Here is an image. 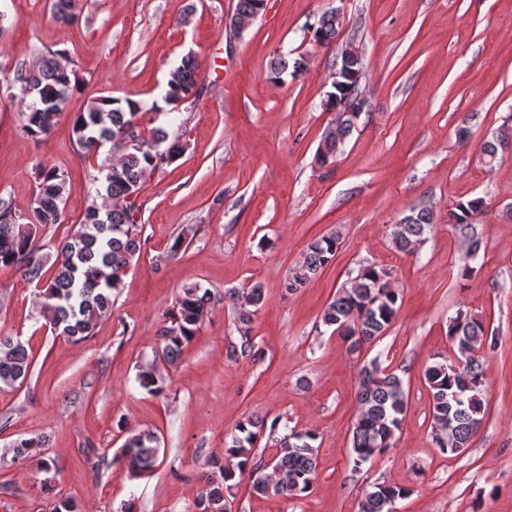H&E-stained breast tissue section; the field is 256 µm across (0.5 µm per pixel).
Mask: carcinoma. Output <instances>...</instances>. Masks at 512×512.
I'll return each instance as SVG.
<instances>
[{"instance_id": "1", "label": "carcinoma", "mask_w": 512, "mask_h": 512, "mask_svg": "<svg viewBox=\"0 0 512 512\" xmlns=\"http://www.w3.org/2000/svg\"><path fill=\"white\" fill-rule=\"evenodd\" d=\"M58 18L68 21L82 9L81 0H55ZM265 0H237L235 12L226 23L234 31L236 20L257 19ZM340 17L335 11L324 13L313 30L315 42L331 43L336 37ZM198 58L188 54L170 72L164 101L178 110L196 88ZM363 60H340L341 87L326 95L323 108L336 113L335 122L323 136L319 160H336L353 127L357 112L348 111V102L362 96L360 76ZM307 71V60L300 55L274 67V78L289 72L296 78ZM72 69L62 65V53L47 51L28 70L18 71L11 83L19 86L24 110L23 131L33 139L50 135L57 124L75 85ZM141 104L131 98L102 97L91 102L86 111L75 114L73 133L79 155L103 175L102 186L95 189L96 200L87 208L85 219L68 227L65 237L54 246L55 259L46 266L45 245L35 243L41 227L67 223L65 204L68 194L64 174L55 167L43 166L37 172L35 206L29 214L16 213L0 200V266H13L31 283L40 287L41 308L51 310L55 332L73 343L90 336L97 323L112 313L113 294L142 246L141 220H135L124 204L132 192L142 191L147 174L155 173L180 159L186 145L181 137H169L162 127L146 128L140 122ZM486 203L477 197L459 202L448 212V223L467 244L474 256L481 248L474 220ZM434 224L433 211L410 210L392 227L396 248L413 253L423 235ZM339 236L331 233L312 242L304 259L284 280L285 291L293 293L305 287L335 257ZM231 300L240 303L237 332L239 341L228 345L229 360H260L264 351L252 336V311L264 300V287L252 283ZM213 298L198 285L180 290L174 309L160 329L163 359L175 363L198 332L209 312ZM399 294L389 286L388 273L375 267L362 269L351 283L336 293L322 315V322L333 328L360 351L387 335L399 311ZM448 336L456 346L461 365L453 370L446 362H436L425 370V382L431 394L433 440L440 451L458 455L469 447L485 416L483 399L485 350L496 345L488 334L484 319L460 311L448 325ZM32 360L26 347L11 336H0V385L13 387L31 372ZM139 384L150 393L164 391L165 379L150 364L140 370ZM360 414L352 433L354 467L359 468L375 455L393 448L408 412L403 380L395 372L373 360L364 366L359 381ZM265 430L264 422L247 419L237 433L224 441V460L208 461L211 471L197 498L200 512H230L228 494L236 481L246 479L251 492L261 496L300 498L311 492L316 479L317 435L311 430H292L279 440L276 453L265 458L258 451ZM159 454V438L149 430H130L122 445V458L134 476L153 470ZM409 495L401 486L374 483L359 502L358 512H395L399 499Z\"/></svg>"}]
</instances>
